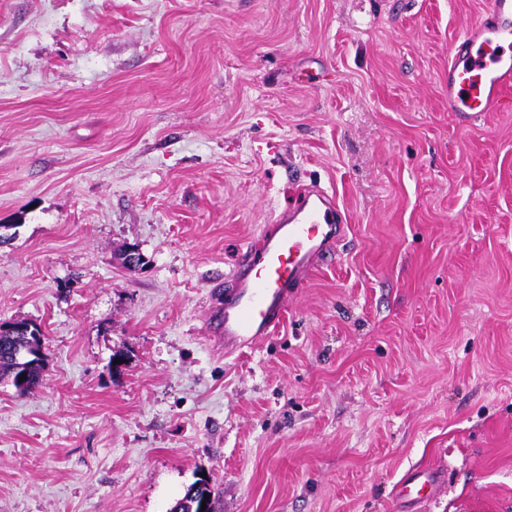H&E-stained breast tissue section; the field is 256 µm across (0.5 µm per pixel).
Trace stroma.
Returning a JSON list of instances; mask_svg holds the SVG:
<instances>
[{
	"instance_id": "stroma-1",
	"label": "stroma",
	"mask_w": 512,
	"mask_h": 512,
	"mask_svg": "<svg viewBox=\"0 0 512 512\" xmlns=\"http://www.w3.org/2000/svg\"><path fill=\"white\" fill-rule=\"evenodd\" d=\"M486 7L0 0V321L45 334L0 512H394L416 468L512 512V111L448 110ZM311 186L340 255L225 359L211 283Z\"/></svg>"
}]
</instances>
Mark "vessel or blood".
Instances as JSON below:
<instances>
[{"mask_svg": "<svg viewBox=\"0 0 512 512\" xmlns=\"http://www.w3.org/2000/svg\"><path fill=\"white\" fill-rule=\"evenodd\" d=\"M512 0H488L449 50L448 109L471 119L477 112L512 109ZM336 199L321 190L304 193L263 230L256 244L239 253L225 281L219 331L225 355L252 347L279 332L292 298L312 273L335 261L348 233L337 221ZM443 477L423 468L408 474L395 494L398 512L429 500Z\"/></svg>", "mask_w": 512, "mask_h": 512, "instance_id": "obj_1", "label": "vessel or blood"}]
</instances>
